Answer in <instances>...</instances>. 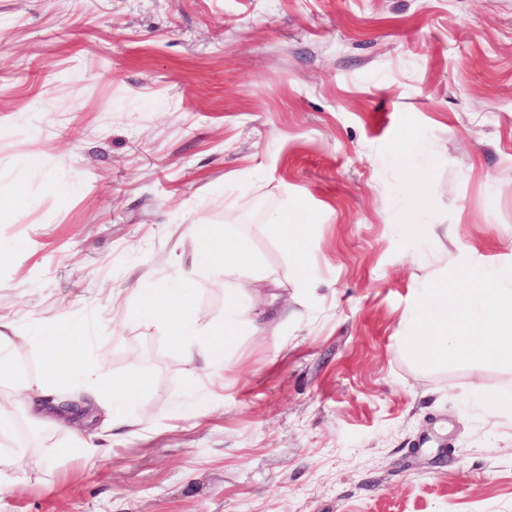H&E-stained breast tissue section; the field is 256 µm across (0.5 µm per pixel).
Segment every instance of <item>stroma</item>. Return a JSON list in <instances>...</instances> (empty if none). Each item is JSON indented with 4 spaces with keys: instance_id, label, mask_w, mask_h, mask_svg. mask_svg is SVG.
<instances>
[{
    "instance_id": "1",
    "label": "stroma",
    "mask_w": 512,
    "mask_h": 512,
    "mask_svg": "<svg viewBox=\"0 0 512 512\" xmlns=\"http://www.w3.org/2000/svg\"><path fill=\"white\" fill-rule=\"evenodd\" d=\"M1 189L15 373L45 380L31 337L55 319L152 386L131 426L56 389L89 415L34 444L10 409L0 448L26 465L0 512H512V425L467 402L475 382L512 395V365L421 368L401 341L431 280L512 285V0H0ZM296 203L306 277L265 233ZM194 224L247 235L279 283L270 325L207 373L140 307L172 257L199 323L223 322ZM81 437L94 465L68 453Z\"/></svg>"
}]
</instances>
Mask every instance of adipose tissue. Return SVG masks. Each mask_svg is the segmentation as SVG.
Returning a JSON list of instances; mask_svg holds the SVG:
<instances>
[{"instance_id": "adipose-tissue-1", "label": "adipose tissue", "mask_w": 512, "mask_h": 512, "mask_svg": "<svg viewBox=\"0 0 512 512\" xmlns=\"http://www.w3.org/2000/svg\"><path fill=\"white\" fill-rule=\"evenodd\" d=\"M311 222L309 214L295 205L276 212L266 226L268 235L293 257L304 274L310 271L305 229ZM193 240L201 262L223 269L232 278L224 290L223 323L198 325L187 288L145 289L141 297L166 324L187 364L218 368L224 364L225 351L235 343L250 304L262 305L266 299L258 286L261 276L247 237L233 230L210 233L198 229ZM37 342L54 384L83 382L96 400L109 404L124 420L140 407L148 379L99 373L84 357L77 328L45 324ZM403 342L412 361L425 367L445 364L452 357L464 361L475 352L489 361L511 365L512 289L505 287L499 276L478 267L468 271L462 288L435 281L411 311Z\"/></svg>"}]
</instances>
